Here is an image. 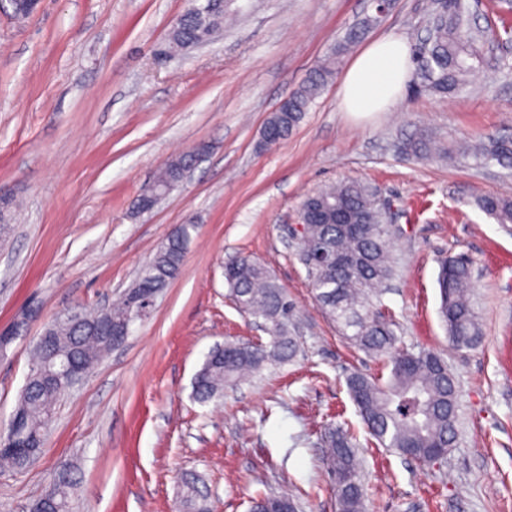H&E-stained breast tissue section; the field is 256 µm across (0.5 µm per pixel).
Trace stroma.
<instances>
[{
    "label": "stroma",
    "mask_w": 512,
    "mask_h": 512,
    "mask_svg": "<svg viewBox=\"0 0 512 512\" xmlns=\"http://www.w3.org/2000/svg\"><path fill=\"white\" fill-rule=\"evenodd\" d=\"M430 0H391L369 37L410 38ZM486 35L463 93L408 86L391 112H342L328 84L277 146L260 145L270 113L372 14L371 0H224L231 20L207 45L166 62L164 41L190 0H41L17 21L0 0V192L20 207L0 248V329L28 305L40 315L0 355V425L30 369L29 349L57 316L119 303L175 225L195 224L179 276L126 341L60 401L37 462L0 472V512H28L65 461L75 512H181L184 475L213 512H248L288 490L301 512H337L322 461L328 429H351L368 512H512V225L473 201L512 196V167L424 160L402 141L417 126L440 145L512 135V42L495 39L496 0H469ZM200 149L190 178L153 210L142 188L171 159ZM341 179L388 205L400 272L380 296L398 345L443 355L457 390L458 436L422 464L376 444L346 376L381 375L325 316L295 255L306 195ZM474 261L482 337L451 348L437 276L448 255ZM267 268L297 311L298 353L206 405L192 383L206 354L266 340L235 304L225 265Z\"/></svg>",
    "instance_id": "stroma-1"
}]
</instances>
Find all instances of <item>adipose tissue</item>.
Listing matches in <instances>:
<instances>
[{
	"mask_svg": "<svg viewBox=\"0 0 512 512\" xmlns=\"http://www.w3.org/2000/svg\"><path fill=\"white\" fill-rule=\"evenodd\" d=\"M414 71L410 44L395 34L371 40L352 60L339 88L342 111L361 118L391 111Z\"/></svg>",
	"mask_w": 512,
	"mask_h": 512,
	"instance_id": "ef3b65f1",
	"label": "adipose tissue"
}]
</instances>
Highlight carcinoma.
<instances>
[{
    "label": "carcinoma",
    "instance_id": "1",
    "mask_svg": "<svg viewBox=\"0 0 512 512\" xmlns=\"http://www.w3.org/2000/svg\"><path fill=\"white\" fill-rule=\"evenodd\" d=\"M376 14L352 26L346 41L360 38L378 22ZM224 23L223 5L216 3L208 14L188 15L172 28L165 48L187 50L206 36L209 26ZM483 37L466 7L457 0L434 3L428 34L412 48L413 63L420 86L438 93L453 94L465 84L480 61L477 42ZM336 56L319 65L309 79L289 96L288 111L271 113L262 132L266 145L270 135L285 139L303 119L310 105L333 76ZM413 155L430 158L433 143L419 132L402 142ZM450 161L494 160L512 166V137L500 136L472 143L462 142L444 152ZM188 163L185 154L169 161L155 176L158 189L180 176ZM474 205L499 224H512V197L484 194ZM303 231L297 256L306 269L309 284L326 314L354 346L374 358H388L387 381L361 371L346 376L349 394L369 435L382 447L400 455L411 454L426 464L438 454H446L457 438V391L444 358L431 350L417 353L397 349L393 323L375 309L374 292L388 284L396 272L394 241L390 225L370 186L357 180H343L305 197L300 207ZM193 226L184 224L157 249L152 260L130 288L167 287L180 272ZM473 260L465 254L450 255L441 262L438 275L440 317L448 341L456 349H469L480 338V324L470 292ZM224 277L237 306L263 321L269 340L227 342L205 356L193 382V398L207 404L224 397V390L236 388L272 363H284L297 355L291 327L294 303L285 290L258 262L244 256L225 266ZM129 311V301L107 312L82 313L84 324L55 321L49 325V345L37 343L30 349L31 369L16 408L5 431L11 433L12 447H0V469L20 472L26 458L40 451L62 398L44 384V372L61 367L73 357L90 371L108 354L104 324L118 327ZM324 457L332 475L340 512H365L354 439L348 431L332 429L324 435ZM74 467L61 464L52 479V512H71V495L76 485ZM186 503L191 512H210L206 496L194 477L184 479ZM298 507L287 493L260 496L251 501L250 512H281Z\"/></svg>",
    "mask_w": 512,
    "mask_h": 512
}]
</instances>
